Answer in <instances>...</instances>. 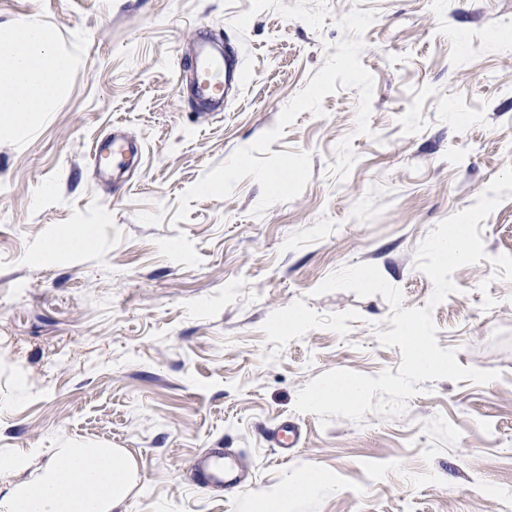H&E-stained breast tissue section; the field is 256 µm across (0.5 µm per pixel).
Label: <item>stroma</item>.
I'll use <instances>...</instances> for the list:
<instances>
[{
    "instance_id": "1",
    "label": "stroma",
    "mask_w": 512,
    "mask_h": 512,
    "mask_svg": "<svg viewBox=\"0 0 512 512\" xmlns=\"http://www.w3.org/2000/svg\"><path fill=\"white\" fill-rule=\"evenodd\" d=\"M356 6L376 13L370 134L357 89L327 95L270 146L310 154L299 196L253 216L248 177L174 222L203 173L276 126ZM29 23L74 64L26 133L0 123V454L28 455L29 479L46 463L29 449H117L129 512H242L304 468L326 487L301 512H512V196L432 310L439 347L499 379L429 381L403 414L359 423L294 409L325 372L402 361L377 337L382 295L315 288L371 263L425 307L418 246L512 165V0H0V27ZM198 35L239 52L220 112L187 86ZM115 129L141 152L102 174L91 149ZM82 229L93 246L64 247ZM286 421L302 431L288 459L266 439ZM213 448L245 465L243 489H199L189 463Z\"/></svg>"
}]
</instances>
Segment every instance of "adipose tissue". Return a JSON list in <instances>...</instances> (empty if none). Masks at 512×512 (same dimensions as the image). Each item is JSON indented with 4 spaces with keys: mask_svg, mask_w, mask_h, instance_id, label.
<instances>
[{
    "mask_svg": "<svg viewBox=\"0 0 512 512\" xmlns=\"http://www.w3.org/2000/svg\"><path fill=\"white\" fill-rule=\"evenodd\" d=\"M70 64L46 27H0V116L22 131L52 111ZM21 470L15 459H0L9 481L0 512H127L132 464L112 449L58 448L36 478L20 479ZM321 485L311 470L299 471L275 492L248 497L246 512H296Z\"/></svg>",
    "mask_w": 512,
    "mask_h": 512,
    "instance_id": "adipose-tissue-1",
    "label": "adipose tissue"
}]
</instances>
